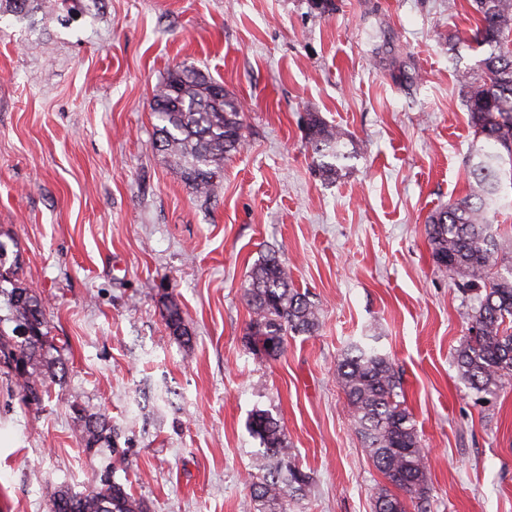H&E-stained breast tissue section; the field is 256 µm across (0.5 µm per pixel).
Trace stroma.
<instances>
[{"instance_id":"stroma-1","label":"stroma","mask_w":512,"mask_h":512,"mask_svg":"<svg viewBox=\"0 0 512 512\" xmlns=\"http://www.w3.org/2000/svg\"><path fill=\"white\" fill-rule=\"evenodd\" d=\"M472 0H36L0 13V235L42 300L61 382L39 406L0 372V512H49L91 488L71 403L132 437L151 512H253L260 448L280 419L313 484L291 512H374L386 481L336 380L373 338L427 450L418 512H512V383L477 401L456 365L469 301L439 268L427 220L469 190L474 139L451 45ZM192 66L242 106L245 145L210 199L154 147L155 85ZM355 156L333 182L308 113ZM275 253L319 311L280 357L243 340L252 265ZM181 308L190 343L170 335ZM163 318L173 336L184 343L190 342L191 335L184 324L183 313L176 303L171 302L165 307Z\"/></svg>"}]
</instances>
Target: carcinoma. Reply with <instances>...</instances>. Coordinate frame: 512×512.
I'll return each mask as SVG.
<instances>
[{"instance_id":"carcinoma-1","label":"carcinoma","mask_w":512,"mask_h":512,"mask_svg":"<svg viewBox=\"0 0 512 512\" xmlns=\"http://www.w3.org/2000/svg\"><path fill=\"white\" fill-rule=\"evenodd\" d=\"M478 15L468 39L488 47L477 67L457 70L463 102L469 112L474 141L468 156L474 186L470 194L432 214L428 242L435 263L458 277V287L473 302L470 328L457 352L461 376L477 394H493L512 381V265L496 277L489 269L499 255L512 252V240L498 237L491 215L501 207L504 180L512 183V0H473ZM156 147L165 154L182 181L199 196L214 193V179L224 160L243 144L241 107L224 91V84L192 66L167 74L153 93ZM308 143L323 179L342 176L350 158L344 133L316 112L308 114ZM9 242L0 239V366L19 387L21 401L41 403L48 385L30 370L33 358L47 342L42 301L15 283ZM244 298L251 319L243 336L256 354L276 357L286 335L313 334L318 308L291 287L288 268L276 257H262L250 272ZM172 335L190 342L180 307L172 302L163 315ZM351 416L368 454L394 490L380 491L375 512H409L425 494L426 457L411 413L400 401V376L386 354L372 344L353 341L336 369ZM85 447H115L117 433L102 415L71 405ZM250 433L260 441L250 483L254 512H288L312 483L287 450L280 421L255 411ZM49 512H149L132 493L129 482L109 475L90 491L61 487Z\"/></svg>"}]
</instances>
